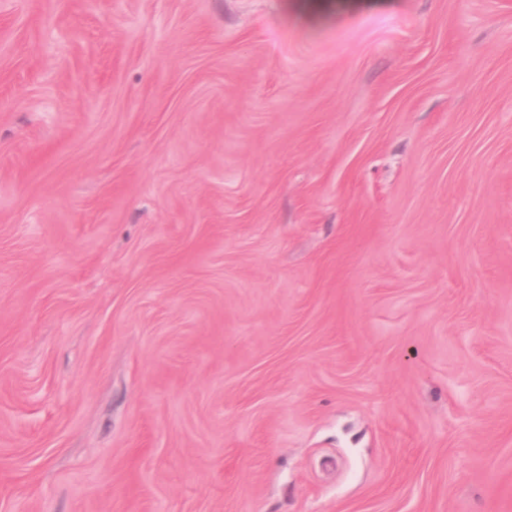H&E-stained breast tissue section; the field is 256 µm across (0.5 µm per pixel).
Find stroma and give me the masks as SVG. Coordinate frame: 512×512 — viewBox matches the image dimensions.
Returning a JSON list of instances; mask_svg holds the SVG:
<instances>
[{
    "label": "stroma",
    "mask_w": 512,
    "mask_h": 512,
    "mask_svg": "<svg viewBox=\"0 0 512 512\" xmlns=\"http://www.w3.org/2000/svg\"><path fill=\"white\" fill-rule=\"evenodd\" d=\"M0 512H512V0H0Z\"/></svg>",
    "instance_id": "1"
}]
</instances>
